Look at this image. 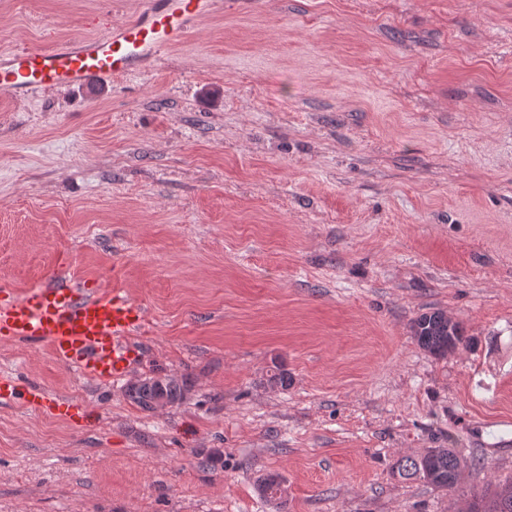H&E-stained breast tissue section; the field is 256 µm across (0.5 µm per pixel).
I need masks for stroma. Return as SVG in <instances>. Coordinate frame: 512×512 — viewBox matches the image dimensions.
Returning a JSON list of instances; mask_svg holds the SVG:
<instances>
[{"mask_svg":"<svg viewBox=\"0 0 512 512\" xmlns=\"http://www.w3.org/2000/svg\"><path fill=\"white\" fill-rule=\"evenodd\" d=\"M143 8L0 0V52ZM116 265L147 312L123 378L0 341L98 415L0 403V512H466L512 481V0H223L94 94L0 92V283ZM434 310L468 345L419 347ZM149 376L183 400L143 410ZM430 448L455 490L397 472ZM128 398L145 410L164 409L183 399L184 386L179 380L169 377H149L129 385ZM169 403V404H168Z\"/></svg>","mask_w":512,"mask_h":512,"instance_id":"stroma-1","label":"stroma"}]
</instances>
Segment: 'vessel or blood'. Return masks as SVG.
Listing matches in <instances>:
<instances>
[{
  "label": "vessel or blood",
  "mask_w": 512,
  "mask_h": 512,
  "mask_svg": "<svg viewBox=\"0 0 512 512\" xmlns=\"http://www.w3.org/2000/svg\"><path fill=\"white\" fill-rule=\"evenodd\" d=\"M215 5L149 0L134 20L94 37L13 53L0 60V90L20 98L60 86L87 90L129 74L184 41ZM145 318L144 307L123 289L53 275L0 303V339L47 344L59 362L106 383L126 374L133 357L129 339ZM14 401L80 427L89 417L86 404L51 397L13 373H1L0 402Z\"/></svg>",
  "instance_id": "1"
}]
</instances>
